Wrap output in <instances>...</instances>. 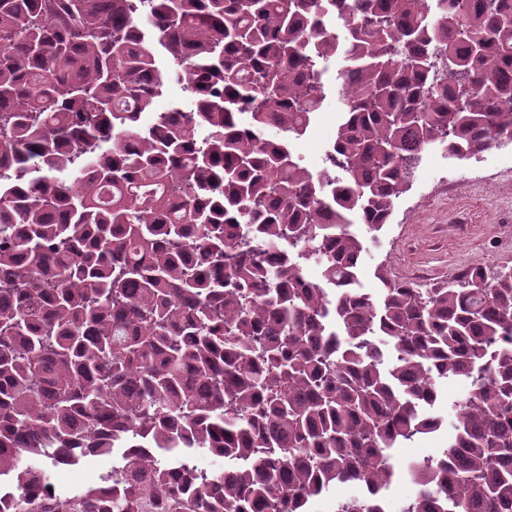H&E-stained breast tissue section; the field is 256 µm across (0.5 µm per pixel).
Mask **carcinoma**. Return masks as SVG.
Wrapping results in <instances>:
<instances>
[{"instance_id": "carcinoma-1", "label": "carcinoma", "mask_w": 512, "mask_h": 512, "mask_svg": "<svg viewBox=\"0 0 512 512\" xmlns=\"http://www.w3.org/2000/svg\"><path fill=\"white\" fill-rule=\"evenodd\" d=\"M331 91L324 176L290 142ZM504 142L512 0H0V512H145V483L164 512H307L342 479L337 512H383L406 477L401 512H512V265L359 282L423 153Z\"/></svg>"}]
</instances>
